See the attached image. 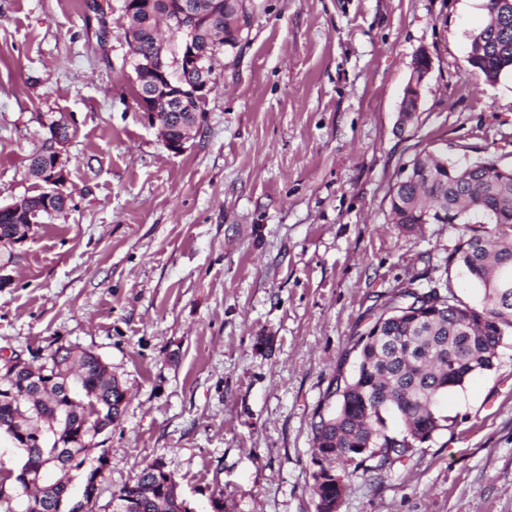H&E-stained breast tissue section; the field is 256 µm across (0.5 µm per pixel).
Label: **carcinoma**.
<instances>
[{
    "label": "carcinoma",
    "instance_id": "obj_1",
    "mask_svg": "<svg viewBox=\"0 0 512 512\" xmlns=\"http://www.w3.org/2000/svg\"><path fill=\"white\" fill-rule=\"evenodd\" d=\"M183 0H153L158 16L141 13L137 49L133 61L158 58V23L180 29L178 14ZM490 22L480 30L483 58L468 65L486 81L495 82L512 71V16L501 18L497 0H486ZM212 24L214 37L230 55L241 45L246 32L224 20L202 16L198 24ZM429 180L405 183L390 195L395 223L411 230L422 223V213L439 208L462 226L455 249L458 262L471 280L483 290L479 308L452 297L446 306L418 303L408 285L398 290L377 313L370 327L381 328L382 338L358 337V366L355 375L343 380L332 394L337 410L313 422V440L321 453L350 460L356 448L375 452L357 456L354 471L365 476L378 474L408 456L434 433L449 427L448 418L436 410L437 400L461 387L468 378L494 367L506 331L512 330V278L505 286L496 284L504 269L512 272V180L491 183L489 161L467 166L466 177L458 178L457 166L441 164L429 156L416 158ZM32 355L34 367L12 372L0 360V432L9 439L16 431L33 426L45 431L43 447L25 448L15 469L0 473V512H57L55 500L45 490L51 473L69 478L70 457L57 455L58 447L80 453L91 447L98 422L114 424L122 416L125 391L108 366L95 353L60 345L44 361ZM66 372L69 394L38 385L42 371ZM396 414L402 429L389 428L387 418ZM41 473L38 486L22 480V469ZM172 473L153 463L144 467L134 484L112 496V512H189L186 501L170 493Z\"/></svg>",
    "mask_w": 512,
    "mask_h": 512
}]
</instances>
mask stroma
Listing matches in <instances>:
<instances>
[{"label": "stroma", "mask_w": 512, "mask_h": 512, "mask_svg": "<svg viewBox=\"0 0 512 512\" xmlns=\"http://www.w3.org/2000/svg\"><path fill=\"white\" fill-rule=\"evenodd\" d=\"M0 0V205L38 194L29 157L65 120L67 207L15 250L0 351L98 354L121 382L98 512L146 465L192 512H317L312 423L355 341L409 278L481 302L457 224L397 225L417 152L512 169V74L467 63L484 0H252L195 138L169 151L135 103L123 0ZM432 64L413 120L414 57ZM451 426L379 478L336 462L338 512H512V334L439 404Z\"/></svg>", "instance_id": "35a3bbf8"}]
</instances>
